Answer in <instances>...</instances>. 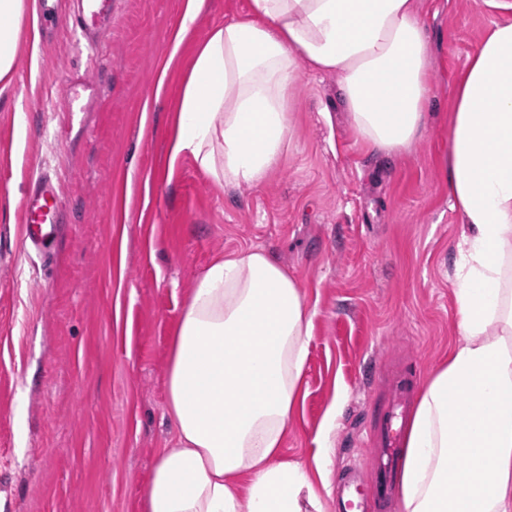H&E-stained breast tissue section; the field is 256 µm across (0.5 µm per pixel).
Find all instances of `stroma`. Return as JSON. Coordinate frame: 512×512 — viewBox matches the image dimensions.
<instances>
[{
    "label": "stroma",
    "instance_id": "1",
    "mask_svg": "<svg viewBox=\"0 0 512 512\" xmlns=\"http://www.w3.org/2000/svg\"><path fill=\"white\" fill-rule=\"evenodd\" d=\"M187 0H114L105 64L87 70L68 25L25 18L0 87V512H141L166 416L171 331L211 258L261 248L316 313L284 452L309 461L337 393L329 484L369 469L376 369L428 378L457 343L461 232L448 197L452 89L486 31L485 0H414L434 90L422 138L388 158L346 121L336 77L293 92L295 144L262 186L220 188L183 157L168 166L171 107L193 41ZM78 100L82 112L68 111ZM58 183L64 222L43 251L18 234L32 175Z\"/></svg>",
    "mask_w": 512,
    "mask_h": 512
}]
</instances>
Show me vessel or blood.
<instances>
[{
    "label": "vessel or blood",
    "mask_w": 512,
    "mask_h": 512,
    "mask_svg": "<svg viewBox=\"0 0 512 512\" xmlns=\"http://www.w3.org/2000/svg\"><path fill=\"white\" fill-rule=\"evenodd\" d=\"M112 22V0H77V10L70 26L92 52L102 49V35ZM61 222L59 193L55 182L47 175L33 176L21 211L20 234L25 246L40 248L46 227ZM413 380L404 377L396 381L391 401L384 406H373L379 423L372 444L377 452L373 457L376 489L370 502L375 512H386L395 502L405 421L410 403Z\"/></svg>",
    "instance_id": "b4317fda"
}]
</instances>
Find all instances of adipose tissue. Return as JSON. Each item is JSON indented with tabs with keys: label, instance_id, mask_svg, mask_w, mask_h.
<instances>
[{
	"label": "adipose tissue",
	"instance_id": "ef3b65f1",
	"mask_svg": "<svg viewBox=\"0 0 512 512\" xmlns=\"http://www.w3.org/2000/svg\"><path fill=\"white\" fill-rule=\"evenodd\" d=\"M454 88L446 181L464 230L453 291L461 336L425 381L406 432L398 512H512V0ZM29 0H0V83L10 84ZM432 61L413 0H248L198 42L175 107L169 162L214 183L262 186L295 139L291 91L332 72L350 127L387 156L428 124ZM314 311L267 252L216 256L171 342L167 411L142 512H325L328 413L311 462L283 456ZM457 411H450V401Z\"/></svg>",
	"mask_w": 512,
	"mask_h": 512
}]
</instances>
